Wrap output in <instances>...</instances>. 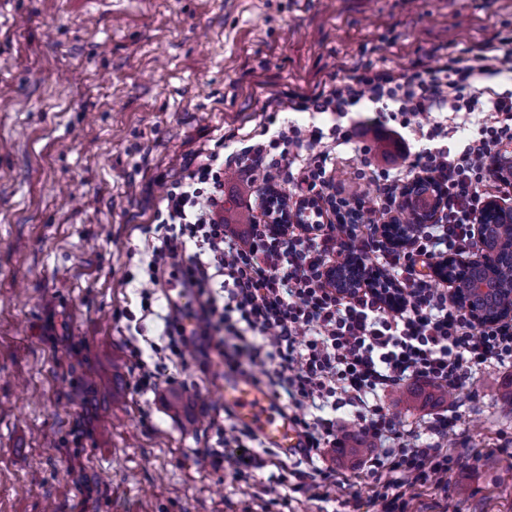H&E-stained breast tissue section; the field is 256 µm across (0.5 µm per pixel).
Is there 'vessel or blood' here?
Here are the masks:
<instances>
[{
    "label": "vessel or blood",
    "instance_id": "vessel-or-blood-1",
    "mask_svg": "<svg viewBox=\"0 0 512 512\" xmlns=\"http://www.w3.org/2000/svg\"><path fill=\"white\" fill-rule=\"evenodd\" d=\"M170 302L183 309L180 321L185 334H192V317L197 301L193 289L176 288ZM224 409L241 425L250 428L265 447L278 450L284 457L295 456L304 440L293 424L287 410L263 386L252 378L232 372L224 374Z\"/></svg>",
    "mask_w": 512,
    "mask_h": 512
}]
</instances>
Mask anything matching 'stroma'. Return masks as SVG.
<instances>
[{
    "instance_id": "1",
    "label": "stroma",
    "mask_w": 512,
    "mask_h": 512,
    "mask_svg": "<svg viewBox=\"0 0 512 512\" xmlns=\"http://www.w3.org/2000/svg\"><path fill=\"white\" fill-rule=\"evenodd\" d=\"M0 0V512H342L350 493L289 489L291 461L250 478L203 463L222 363L189 353L140 395L126 340L156 339L140 306L155 210L218 141L280 128L268 98L322 89L368 64L434 68L448 45L512 39V0ZM343 147L340 191L375 199ZM512 367L453 396L448 495L409 512H512ZM425 435L437 404L383 398Z\"/></svg>"
}]
</instances>
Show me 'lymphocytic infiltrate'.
I'll list each match as a JSON object with an SVG mask.
<instances>
[{"label":"lymphocytic infiltrate","mask_w":512,"mask_h":512,"mask_svg":"<svg viewBox=\"0 0 512 512\" xmlns=\"http://www.w3.org/2000/svg\"><path fill=\"white\" fill-rule=\"evenodd\" d=\"M502 76L512 80V52L498 53L490 42L472 45L464 59L446 54L435 69L397 73L368 65L350 71L329 89L292 92L268 105L342 119L362 101L387 100L396 106L398 125L382 112L368 125L327 130L291 121L269 139L249 137L227 154L213 149L166 192L156 212L158 242L140 283L142 308L151 309L167 272L185 271L200 299L199 335L209 349L225 367L260 377L289 399L306 442L302 465L292 473L295 490L349 483V476L318 464L326 451L342 446L349 420L375 444L357 475L368 481L382 512H407L432 487L447 491V475L460 462L448 444L452 418L432 414L428 442L416 443L386 411L384 394L409 382L466 391L479 368L512 367V323L476 326L429 274L435 259L471 254L486 199L512 200V177L488 167L512 147V90L493 85ZM424 115L429 124H420ZM464 123L472 134L450 149L449 134ZM369 134L393 146L403 165L384 174L369 219L326 222V212L349 204L334 192L338 148ZM232 167L248 178L261 175L270 186L293 181L289 204L316 199L321 206L279 231L257 221L235 231L221 214L224 172ZM427 177L445 188L438 216L403 248H392L375 215L397 212L402 186ZM351 250L381 280L341 296L329 273ZM256 440L250 429L233 424L221 429L217 449L206 456L243 478L266 465L250 449Z\"/></svg>","instance_id":"f902f5d3"}]
</instances>
